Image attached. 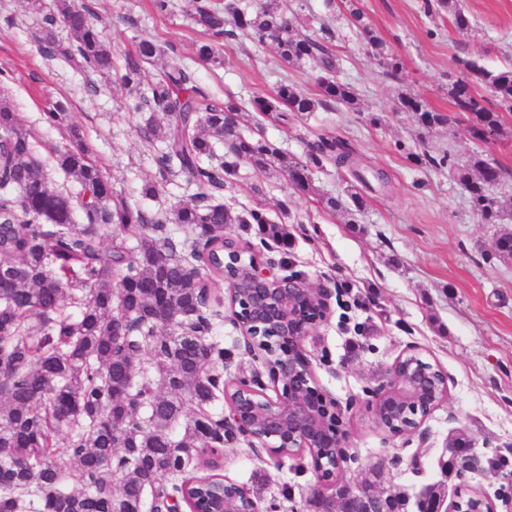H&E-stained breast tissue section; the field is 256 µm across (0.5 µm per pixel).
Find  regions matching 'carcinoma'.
Masks as SVG:
<instances>
[{
  "label": "carcinoma",
  "instance_id": "1",
  "mask_svg": "<svg viewBox=\"0 0 512 512\" xmlns=\"http://www.w3.org/2000/svg\"><path fill=\"white\" fill-rule=\"evenodd\" d=\"M192 3L193 28L205 35L195 42L197 60L221 63L212 39L242 34L273 45L284 63L310 64L316 71V92L285 80L269 95L253 97L252 111L277 122L289 112H316L332 103L360 111L356 89L338 78L339 58L324 41L300 33L281 0H257L253 6ZM424 8L448 13L460 34L470 26L462 0H424ZM351 16L385 73L397 74L400 59L363 22L359 9H351ZM58 24L70 34L66 45L56 40ZM34 37L51 57L100 75L121 70L135 92L129 109L163 115L143 131L147 142L166 145L158 157L161 181L183 173L197 193L192 203L148 216L114 191L61 102L45 120L69 132V142L52 154L79 191L53 189L33 148L34 134L0 92V512H158L169 507L167 480L185 473L199 453L224 443L222 419L208 411L224 391V348L210 338L221 313L208 307V289L224 283V228L256 224L261 234L288 242L283 223L260 209L236 212L215 201V192L249 166L277 168L296 190L311 194L310 166L325 159L349 166L351 152L339 140L322 138L304 162L245 136L235 120L241 103L198 87L192 73L171 60L173 46L145 38L116 59L78 0H54ZM157 64L160 71L145 80L146 66ZM463 66L448 93L456 109L472 117L477 138L499 128V109L512 112V66ZM398 109L415 113L428 129L450 123L407 93L399 97ZM220 142L222 156L215 150ZM413 157L455 168L473 212L485 224L498 223L504 204L490 188L506 176L500 165L478 153L458 166L447 152L438 159L426 153ZM343 192L342 198L320 196L318 203L332 212L348 202L362 210L355 182H347ZM79 214L81 224L75 223ZM167 224L182 225L185 238L166 236ZM69 300L76 307L72 313L65 310ZM143 354L147 367L137 364ZM154 374L161 393L153 389ZM189 402L197 413L177 437L174 428ZM63 427L66 466L55 460ZM20 491L32 500L23 502Z\"/></svg>",
  "mask_w": 512,
  "mask_h": 512
}]
</instances>
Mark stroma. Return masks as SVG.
<instances>
[{
  "mask_svg": "<svg viewBox=\"0 0 512 512\" xmlns=\"http://www.w3.org/2000/svg\"><path fill=\"white\" fill-rule=\"evenodd\" d=\"M108 37L115 56L137 41L154 38L173 45L199 86L241 102L270 94L281 78L314 90V73L280 62L267 45L240 38L216 42L222 63L195 60L198 33L187 15L190 0H171L167 14L148 0H82ZM423 0H358L365 22L402 61L397 78L387 77L371 56L349 15L347 0H285L297 25L322 18L333 32L331 50L342 60V80L352 83L362 109L336 105L309 114L289 113L281 124L253 112L240 113L244 132L288 155L307 160L319 138H336L358 156L361 172L384 171L388 183L362 189L365 209L356 223L344 212L329 213L291 186L284 174L240 170L219 199L236 211H287L288 242L262 239L257 225L238 224L235 239L254 247L278 276L299 275L328 289L329 310L309 339L314 384L335 401L347 432V460L340 482L358 487L381 466V488L416 497L427 485L445 484L487 496L495 512H512V258L497 249L512 232V212L485 224L472 212L469 195L453 169L420 164L417 154L450 151L458 164L476 153L496 160L509 176L493 192L512 203V112L501 115L498 134L473 138L448 96L460 75L459 60L493 71L512 63V0H464L471 19L457 34L447 14H425ZM41 19L27 0H0V90L13 101L36 141L49 181L57 190L78 186L57 168L51 150L64 136L44 120L63 102L94 148L116 192L148 215L191 201L196 188L186 176L171 177L156 198L143 197L145 182L157 179L162 142L145 143L148 115L127 107L129 93L119 72L105 76L45 57L33 34ZM425 99L447 115L448 126L422 134L416 116L397 111L399 94ZM213 338L224 347L225 383L242 380L271 387L270 368L260 351H248L232 317L215 324ZM405 353L420 354L445 374L446 399L410 435H391L374 419L375 395L389 385L391 369ZM465 435L479 456L496 465L479 473L450 475L444 465L448 442ZM223 475L247 485L259 512H309V490L317 474L309 453L278 459L260 443L239 439L222 451L204 453L187 468L191 477Z\"/></svg>",
  "mask_w": 512,
  "mask_h": 512,
  "instance_id": "stroma-1",
  "label": "stroma"
}]
</instances>
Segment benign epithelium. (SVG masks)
Listing matches in <instances>:
<instances>
[{"mask_svg": "<svg viewBox=\"0 0 512 512\" xmlns=\"http://www.w3.org/2000/svg\"><path fill=\"white\" fill-rule=\"evenodd\" d=\"M233 274L225 277L229 293L248 292L240 309H232L239 322L251 327L252 346L264 352L273 371L275 396L264 389L239 383L246 396L228 403L224 414V437H249L272 449L330 448L341 471L346 459L344 447L347 434L336 404L327 400L312 386L310 363L305 342L313 335L325 314L328 293L312 288L298 276L278 277L267 271L251 248L235 251ZM393 383L378 395L375 420L385 427L384 406L403 411L406 422L387 431L393 435L412 434L447 394L437 390L432 372L405 353L392 368ZM332 486L315 485L310 499L319 503L321 512H345L341 501L329 494ZM404 497L383 493L367 502L364 512H400L395 501ZM416 504L425 512H463L460 500L444 506V496L423 492Z\"/></svg>", "mask_w": 512, "mask_h": 512, "instance_id": "7a95c632", "label": "benign epithelium"}]
</instances>
